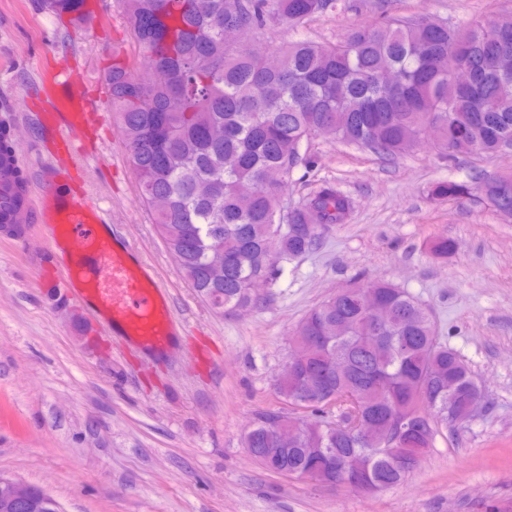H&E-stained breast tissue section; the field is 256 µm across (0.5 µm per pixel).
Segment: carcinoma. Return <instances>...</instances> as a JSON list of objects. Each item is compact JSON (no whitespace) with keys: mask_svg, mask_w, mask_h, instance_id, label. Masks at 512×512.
Wrapping results in <instances>:
<instances>
[{"mask_svg":"<svg viewBox=\"0 0 512 512\" xmlns=\"http://www.w3.org/2000/svg\"><path fill=\"white\" fill-rule=\"evenodd\" d=\"M147 67L145 84L118 56L106 74L119 110L142 199L179 268L211 307L233 310L253 301L252 280L274 279L281 262L313 250L333 224L349 219L348 195L328 182L290 208L284 196L299 167L311 169V142L329 136L393 160L419 139H435L450 158L498 154L512 147V41L498 28L512 19L471 27L429 16L378 20L347 31L335 44L302 39L270 57L235 42L244 28L272 22L299 25L335 7V0H122ZM470 64L471 84L455 80L448 60ZM396 70L386 87L382 75ZM512 221V180L489 174L476 188L437 184L439 198L473 192ZM224 251V279L208 274ZM391 311L376 324L373 303ZM314 353L346 361L340 373L313 368L277 380L283 398L304 399L302 411H269L244 434L243 445L264 469L301 476L318 470L337 484L354 474L375 493L399 484L415 466L411 449L396 456L385 438L400 407H428L412 439L425 448L466 411L476 382L468 366L440 341L418 300L388 281L344 288L315 307L297 328ZM355 400L375 425L360 435L331 426ZM292 442L278 447L275 429ZM309 448L321 453L312 456Z\"/></svg>","mask_w":512,"mask_h":512,"instance_id":"obj_1","label":"carcinoma"}]
</instances>
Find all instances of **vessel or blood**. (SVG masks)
<instances>
[{"label": "vessel or blood", "instance_id": "1", "mask_svg": "<svg viewBox=\"0 0 512 512\" xmlns=\"http://www.w3.org/2000/svg\"><path fill=\"white\" fill-rule=\"evenodd\" d=\"M93 110L91 98L70 76L54 82L40 120L58 128L57 143L72 161L83 155L79 144L92 129ZM19 164L11 159L9 174L0 176V212L17 223L31 215L43 225L49 244L68 262L66 286L76 298L97 304L113 326L144 345H167L174 333L170 306L140 252L126 239H113L111 223L86 191L69 184L50 182L32 210L17 207L12 171Z\"/></svg>", "mask_w": 512, "mask_h": 512}]
</instances>
